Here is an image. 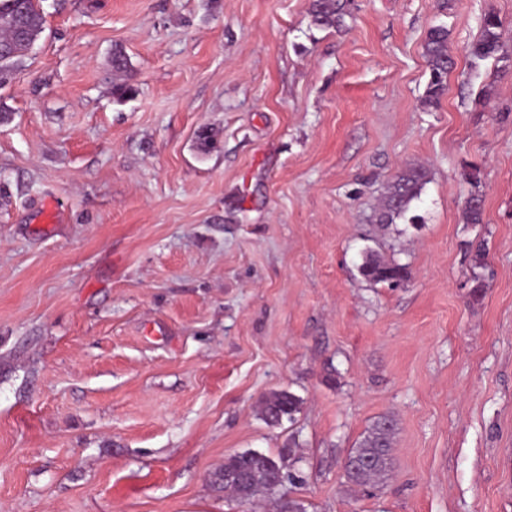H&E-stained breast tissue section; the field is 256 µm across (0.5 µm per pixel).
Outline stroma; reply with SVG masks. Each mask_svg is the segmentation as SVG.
Listing matches in <instances>:
<instances>
[{
    "instance_id": "stroma-1",
    "label": "stroma",
    "mask_w": 512,
    "mask_h": 512,
    "mask_svg": "<svg viewBox=\"0 0 512 512\" xmlns=\"http://www.w3.org/2000/svg\"><path fill=\"white\" fill-rule=\"evenodd\" d=\"M309 4L42 0L0 87V512H512V68L467 53L493 12L512 55V0H353L343 33ZM438 24L454 68L429 108ZM409 163L417 222L380 245L411 277L372 286L360 254ZM273 390L294 421L258 416ZM382 416L391 475L351 488ZM291 440L279 495L214 487L228 455ZM468 178L474 190L471 191L465 205L464 223L480 224L484 221V207L483 197L479 190L481 184L479 168L473 166L468 173ZM301 399L285 390H274L265 395L259 405V416L268 425H280L284 419L294 421Z\"/></svg>"
}]
</instances>
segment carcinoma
Listing matches in <instances>:
<instances>
[{"mask_svg":"<svg viewBox=\"0 0 512 512\" xmlns=\"http://www.w3.org/2000/svg\"><path fill=\"white\" fill-rule=\"evenodd\" d=\"M312 23L320 28L340 32L347 27L346 18L352 16V0H311ZM40 39L44 32V16L40 0H0V46L8 47L14 56L0 63V85L9 81L13 72L22 63L32 46L21 41L18 27ZM448 28L442 24L432 26L423 40V55L430 70L424 103L436 107L447 89L446 78L453 66L449 50ZM471 64L486 60L507 61L509 56L503 50L501 24L496 15H484L478 36L468 46ZM473 188L464 210V223L484 222L483 197L480 193V170L472 167L468 173ZM429 181L427 170L416 164L402 168L386 188L381 207L373 216L375 226L387 231L393 224L406 218L412 203L419 200ZM359 275L371 285H397L409 278L407 265L394 259H387L379 252L367 248L361 252L357 265ZM301 399L285 390H274L265 395L259 405V416L269 425L283 421H294ZM396 424L393 418L384 416L372 423L351 448L348 459L355 466L344 469L347 483L356 487L383 484L392 466V444ZM294 439H289L288 452L272 456L263 452L248 450L235 453L224 460V466L217 473L214 485L229 498L238 502H250L264 491L274 492L273 480L282 474L292 482L296 479L295 465L299 462L293 448Z\"/></svg>","mask_w":512,"mask_h":512,"instance_id":"carcinoma-1","label":"carcinoma"}]
</instances>
